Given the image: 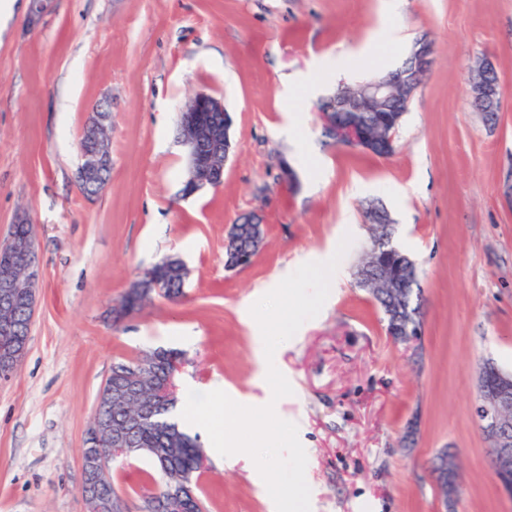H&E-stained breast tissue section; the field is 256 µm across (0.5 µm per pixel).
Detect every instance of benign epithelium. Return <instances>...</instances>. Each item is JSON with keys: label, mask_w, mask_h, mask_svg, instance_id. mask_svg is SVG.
Instances as JSON below:
<instances>
[{"label": "benign epithelium", "mask_w": 512, "mask_h": 512, "mask_svg": "<svg viewBox=\"0 0 512 512\" xmlns=\"http://www.w3.org/2000/svg\"><path fill=\"white\" fill-rule=\"evenodd\" d=\"M434 62L431 42L416 41L406 65L391 74L362 84L358 89L342 87L325 99L319 107L323 131L338 143L371 153L389 155L394 150L393 130L405 114L401 104L410 102L423 77ZM471 104L480 112H497L499 105V75L496 68L481 62L476 65L470 82ZM102 121L84 128L79 152L81 162L75 172L80 188H93L104 171L112 168V159L101 137L104 121L109 117L110 104L96 106ZM178 140L185 148V179L182 193L191 196L207 187H218L224 181V168L229 160L232 141V118L217 98L199 92L178 115ZM18 223L27 227L24 234L11 229L7 240L0 244V382L12 378L27 352L29 336L22 334L14 310L15 300L23 298L26 317L33 319L38 302L40 267L36 254L35 225L26 219ZM391 225L379 218L370 226V247L366 253L372 263L358 268V277L370 280L374 268L386 261V240L392 237ZM390 288L402 287L401 279L416 276L412 263L404 259L390 265ZM130 288L148 294L163 293V282L148 271ZM388 335L398 337L403 344L421 340L424 316L404 317L388 314ZM478 398L474 408L479 428L485 437L491 459V475L498 485L512 495V415L503 407L512 406V373L498 368L493 362H483L478 371ZM139 395L134 384L116 383L103 386L98 403L124 401ZM147 413L140 410L125 417L118 426L105 428L92 419L87 435L98 454L80 459L83 481L80 493L85 512H128L127 500L120 493L103 492L112 469V449L117 453L129 447L131 435ZM431 474L438 492L441 512H454L462 477L455 450L442 448L435 454ZM183 490L172 487L151 498L150 512H174L180 506Z\"/></svg>", "instance_id": "1"}]
</instances>
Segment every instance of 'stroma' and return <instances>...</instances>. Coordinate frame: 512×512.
<instances>
[{
  "label": "stroma",
  "mask_w": 512,
  "mask_h": 512,
  "mask_svg": "<svg viewBox=\"0 0 512 512\" xmlns=\"http://www.w3.org/2000/svg\"><path fill=\"white\" fill-rule=\"evenodd\" d=\"M49 0L37 26L29 0L0 24V240L19 215L36 226L41 278L25 357L0 383V512H84L79 453L112 363L155 348L183 352L178 386L222 383L251 405L259 374L249 313L269 284L311 257L353 243L320 313L276 350L293 388L277 407L300 424L311 512H440L429 461L459 453L456 512H512L493 480L474 416L477 371L512 372V0ZM398 45L380 42L390 24ZM427 38L434 63L389 156L324 136L319 99L299 95L306 169L280 133L283 78L343 58L355 83L398 66ZM500 78V111L468 100L473 67ZM234 114L224 182L181 193L178 111L192 95ZM112 101L109 184L77 189L78 141L96 105ZM378 199L417 264L426 303L420 350L394 343L354 280L369 245L361 205ZM256 213L265 230L253 263L224 268L231 224ZM175 255L184 297L161 296L113 321L141 273ZM415 428L413 450L402 441ZM114 484L139 512L148 459L117 461ZM205 512H268L245 467L208 463Z\"/></svg>",
  "instance_id": "stroma-1"
}]
</instances>
